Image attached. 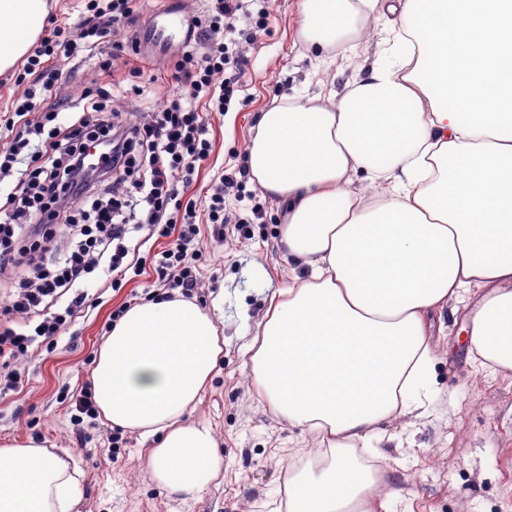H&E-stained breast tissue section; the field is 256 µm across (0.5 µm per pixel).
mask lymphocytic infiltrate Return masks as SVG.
I'll return each instance as SVG.
<instances>
[{
	"instance_id": "1",
	"label": "lymphocytic infiltrate",
	"mask_w": 512,
	"mask_h": 512,
	"mask_svg": "<svg viewBox=\"0 0 512 512\" xmlns=\"http://www.w3.org/2000/svg\"><path fill=\"white\" fill-rule=\"evenodd\" d=\"M133 0H87V17L70 32L54 28L24 66L30 77L23 101L5 119L11 132L0 143V175L16 184L0 193V273L20 275L18 289L0 302V391H19L15 363L35 342L57 344L88 306L87 283L95 271L112 289L153 270L164 297L190 299L200 286L191 243L200 233L197 204L185 189L210 157L207 113L184 107L205 98L209 111H228L241 85L244 62L230 55L225 36L251 40L264 14L237 28L242 0H213L199 32L206 49L184 53L173 75L180 92L160 101L148 123H133L109 105L110 94L82 89L77 119L57 118L65 103L37 107L63 73L59 57L96 56L103 71L124 66L120 36L134 20ZM164 240L162 250L141 253L130 243L140 231ZM63 311L54 306L63 295Z\"/></svg>"
}]
</instances>
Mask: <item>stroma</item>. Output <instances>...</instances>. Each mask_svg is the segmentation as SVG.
<instances>
[{"label": "stroma", "mask_w": 512, "mask_h": 512, "mask_svg": "<svg viewBox=\"0 0 512 512\" xmlns=\"http://www.w3.org/2000/svg\"><path fill=\"white\" fill-rule=\"evenodd\" d=\"M299 0H251V11L267 15L253 43L242 44L245 76L228 112L212 113L208 138L212 152L188 190L206 199L220 176L238 175L259 112L273 100L293 95L315 96L341 85L361 63L354 57L343 68L325 66L299 35ZM174 6L187 19L206 20L209 0H137L136 30ZM174 44L151 54L125 46L128 68L104 73L97 59L65 64V77L52 91L61 100L82 87L110 89L121 83L132 119L146 118L160 94L172 90L170 76L186 48ZM263 207L250 239L228 236L214 241L205 214L196 222L194 242L201 288L198 305L216 321L224 352L213 380L189 420L210 424L224 465L198 498L185 500L153 480L147 459L152 439L124 432L125 443L111 454L113 428L102 419L79 439L71 425V403L89 382L97 351L108 333L109 315L125 293L103 290V302L78 318L56 348L39 347L16 367L24 376L21 393L0 396V439L46 438L68 451L83 472L79 512H267L282 470L298 455L312 452L318 440L276 416L259 401L251 381L249 347L264 318L269 297L294 278L280 242L283 212L265 201L259 188L245 184L241 195L224 203L230 221ZM480 295L470 292L457 311L434 318L440 343L434 362L435 390L430 415L414 425L396 422V438L383 445V463L391 471L399 498L390 512H512V376L474 375L465 345L468 315Z\"/></svg>", "instance_id": "35a3bbf8"}]
</instances>
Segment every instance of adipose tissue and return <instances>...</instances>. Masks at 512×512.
Instances as JSON below:
<instances>
[{"label":"adipose tissue","mask_w":512,"mask_h":512,"mask_svg":"<svg viewBox=\"0 0 512 512\" xmlns=\"http://www.w3.org/2000/svg\"><path fill=\"white\" fill-rule=\"evenodd\" d=\"M46 15V0H0V72ZM382 19L386 58L327 97L276 102L246 151L305 270L271 297L249 372L275 415L321 443L284 468L274 512H385L376 443L386 425L428 415V318L450 301L482 291L470 367L512 375V0L299 2L301 37L332 59L359 54ZM222 352L213 318L178 296L130 307L91 372L100 417L156 437L152 475L185 498L221 470L211 427L184 415ZM82 478L47 443L0 442V512H76Z\"/></svg>","instance_id":"1"}]
</instances>
